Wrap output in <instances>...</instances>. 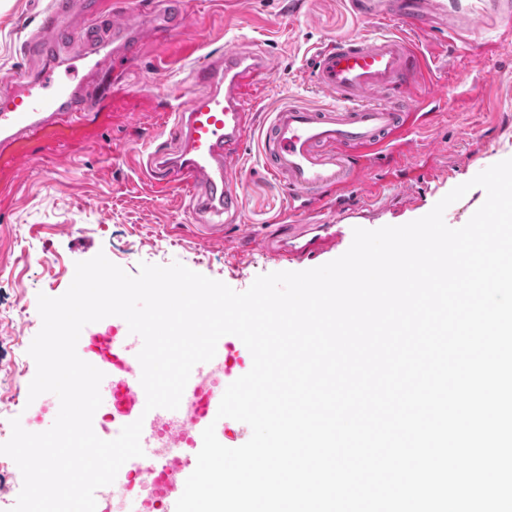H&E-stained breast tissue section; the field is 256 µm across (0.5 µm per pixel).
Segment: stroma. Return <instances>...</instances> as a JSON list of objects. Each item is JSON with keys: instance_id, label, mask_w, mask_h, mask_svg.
<instances>
[{"instance_id": "stroma-1", "label": "stroma", "mask_w": 512, "mask_h": 512, "mask_svg": "<svg viewBox=\"0 0 512 512\" xmlns=\"http://www.w3.org/2000/svg\"><path fill=\"white\" fill-rule=\"evenodd\" d=\"M153 7L181 6L196 17L184 33L150 42L146 57L114 82L101 65L90 82L103 93V109L112 115L104 142L124 145L125 161L116 162L103 144L86 145L64 160L36 158L30 172L6 198H0V443L11 435L10 421L43 432L54 423L58 400L29 399L36 373L28 354L42 321L37 296L58 297L69 288L77 262L97 254L127 273L140 263L167 266L180 262L190 270L247 290L261 274L278 272L282 263L260 248L276 229L288 192L258 165L261 125L288 99L329 104L308 70L313 46L339 36L385 30L367 22L353 0H147ZM47 0H0V85L19 70L40 66L30 56L29 36L40 27ZM481 27H473V20ZM512 31V0H444L443 13L416 37L426 55L439 64L424 71L411 96L424 95L433 82L453 84L467 75L471 90L456 96L422 127L425 148L419 175L401 181L411 161L406 154L382 157L369 176L346 190L347 200L364 201L368 181H396L388 207L374 211L369 229L405 224L423 217L454 187L491 165L512 157V51L503 47ZM261 44L275 66L267 86L245 79L243 95L256 105V128L240 149L244 209L222 234H209L195 222L180 195L159 196L148 186L141 164V125L176 95L188 94L189 67L203 53L225 43Z\"/></svg>"}]
</instances>
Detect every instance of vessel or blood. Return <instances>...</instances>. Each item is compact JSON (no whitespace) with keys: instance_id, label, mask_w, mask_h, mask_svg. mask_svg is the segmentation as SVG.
<instances>
[{"instance_id":"b4317fda","label":"vessel or blood","mask_w":512,"mask_h":512,"mask_svg":"<svg viewBox=\"0 0 512 512\" xmlns=\"http://www.w3.org/2000/svg\"><path fill=\"white\" fill-rule=\"evenodd\" d=\"M76 0H49L40 29L28 42L29 49L44 56L46 64L37 75L16 72L11 83L0 89V192L9 193L31 157L25 146L38 144L41 154H66L74 140L91 143L108 124L98 92L89 75L103 59H111L112 72L123 76L140 56L150 37L159 31L184 32L185 18L175 12L137 8L126 19L114 21L111 14L92 8L74 22ZM437 0H393L385 21L399 25L396 33L339 37L318 50L314 84L332 103L314 107L289 102L280 107L266 127L260 154L271 177L288 192V209L282 217L284 231L264 250L279 262L312 261L331 252L369 216L367 209L337 212L329 223L312 218L331 190L352 185L357 174L368 172L372 160L362 150L373 147L386 153L402 151L422 122V112L438 110L457 89L467 85L459 77L454 86L436 87L426 97L408 99L401 89L418 74L421 54L408 34L424 27ZM110 23L111 38H104L102 25ZM83 39L86 52L66 62L56 52L74 39ZM269 58L261 46L245 49L234 43L223 50L203 54L190 69V94L178 105L160 108L153 131L159 140L147 158L149 182L154 193L166 196L192 191L200 211L208 217L235 221L243 207V193L235 174L240 165L238 148L254 125L255 113L240 94L244 76L267 77ZM87 361L103 372L100 393L104 406H111L118 386L134 396L124 424L142 421L141 445L153 447L158 427L178 424L182 410H146L140 383L137 354L142 339L130 334L126 322L100 330L85 326ZM225 344H218L212 361L194 366L186 392L200 390L214 367L228 363ZM221 393H205L190 423L191 452L173 467L174 480L164 492L165 512H175L187 478L197 465L202 432L214 426L223 436L224 426L216 415Z\"/></svg>"}]
</instances>
